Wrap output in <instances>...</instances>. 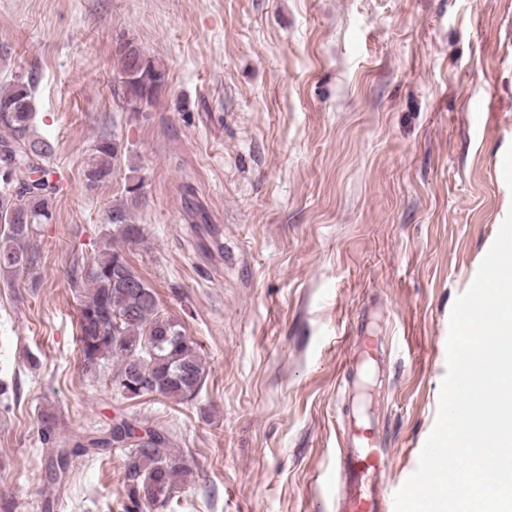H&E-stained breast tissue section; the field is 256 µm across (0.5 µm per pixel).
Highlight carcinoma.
I'll return each instance as SVG.
<instances>
[{"label": "carcinoma", "mask_w": 512, "mask_h": 512, "mask_svg": "<svg viewBox=\"0 0 512 512\" xmlns=\"http://www.w3.org/2000/svg\"><path fill=\"white\" fill-rule=\"evenodd\" d=\"M164 76L160 65L142 59L140 87L124 89L123 101L130 111L140 112L143 89ZM150 100L154 96L146 97ZM34 104L30 86L15 83L0 92V163L13 162L14 179L0 182V275L11 276L29 262L28 241L35 227L52 219L56 184L46 160L51 143L34 130ZM116 150L103 138L95 145L85 172L90 188L112 175ZM112 235L126 242L141 237L138 224L127 223L123 209L112 210ZM72 292L79 300V353L83 371L98 374L115 363L109 382L123 388L127 398L147 395L176 401L193 399L202 387L206 365L198 345L185 334L181 321L161 308L157 293L125 255L111 242L90 262H76L68 273ZM157 441L125 448L126 487L130 506L126 512H158L167 509L178 486L193 471L171 452V434L155 431ZM72 447L84 454L112 449V435L76 438Z\"/></svg>", "instance_id": "1"}]
</instances>
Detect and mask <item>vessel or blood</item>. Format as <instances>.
I'll return each instance as SVG.
<instances>
[{"label":"vessel or blood","instance_id":"1","mask_svg":"<svg viewBox=\"0 0 512 512\" xmlns=\"http://www.w3.org/2000/svg\"><path fill=\"white\" fill-rule=\"evenodd\" d=\"M355 357L361 368L380 365L384 350L370 336H355ZM389 455L372 426H350L342 434L333 471L335 512H394L383 491Z\"/></svg>","mask_w":512,"mask_h":512}]
</instances>
